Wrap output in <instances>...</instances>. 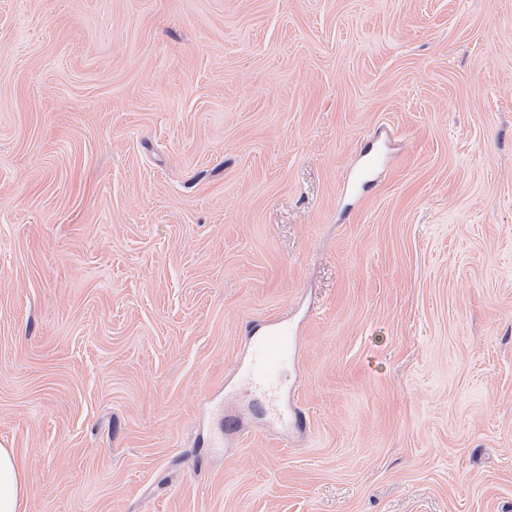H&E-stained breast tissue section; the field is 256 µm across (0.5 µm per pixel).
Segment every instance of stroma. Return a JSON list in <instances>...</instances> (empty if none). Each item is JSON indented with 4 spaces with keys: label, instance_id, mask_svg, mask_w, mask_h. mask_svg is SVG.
Instances as JSON below:
<instances>
[{
    "label": "stroma",
    "instance_id": "obj_1",
    "mask_svg": "<svg viewBox=\"0 0 512 512\" xmlns=\"http://www.w3.org/2000/svg\"><path fill=\"white\" fill-rule=\"evenodd\" d=\"M0 446L22 512H512V0H0ZM299 329L281 321L260 336L250 338L251 355L244 370V382L267 402L272 416L279 422L303 424L297 410L288 411L284 395V373L298 355Z\"/></svg>",
    "mask_w": 512,
    "mask_h": 512
}]
</instances>
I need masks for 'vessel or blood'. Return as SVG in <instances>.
<instances>
[{
    "label": "vessel or blood",
    "instance_id": "1",
    "mask_svg": "<svg viewBox=\"0 0 512 512\" xmlns=\"http://www.w3.org/2000/svg\"><path fill=\"white\" fill-rule=\"evenodd\" d=\"M299 330L282 321L259 336L251 337V355L244 370V382L267 402L272 416L280 422L299 425L303 416L289 409L285 400L284 374L298 355Z\"/></svg>",
    "mask_w": 512,
    "mask_h": 512
}]
</instances>
